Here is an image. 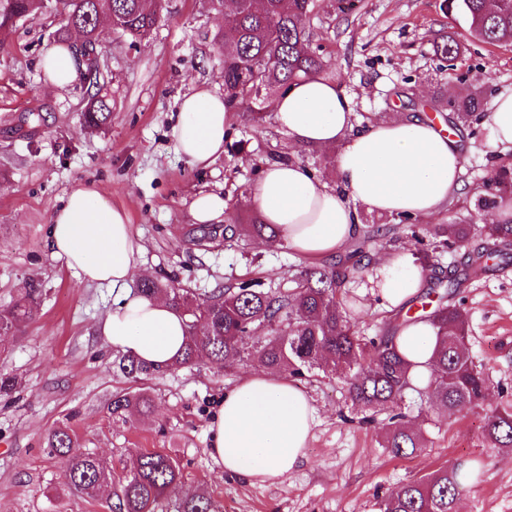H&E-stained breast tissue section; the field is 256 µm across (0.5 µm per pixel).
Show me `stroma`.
Returning <instances> with one entry per match:
<instances>
[{"instance_id": "35a3bbf8", "label": "stroma", "mask_w": 512, "mask_h": 512, "mask_svg": "<svg viewBox=\"0 0 512 512\" xmlns=\"http://www.w3.org/2000/svg\"><path fill=\"white\" fill-rule=\"evenodd\" d=\"M356 2L343 14L336 0H316L310 26L311 48L352 95L358 122L404 113L448 125L454 93L480 86L490 105L499 90L512 87V45L471 39L465 20L445 11L443 0ZM221 25L208 0H163L153 33L138 42L103 25L101 85L112 114L99 129L84 123L82 82L61 89L44 83L42 52L60 27L54 11L0 36V307L30 281L43 289L38 314L0 354V375L22 382L12 396L0 397V512H112L106 497L64 486L61 461L44 446L48 431L60 424L69 427L76 451L106 459L118 474L145 451L177 458L182 483L156 512H178L183 493L193 491L209 494L221 512H378V500L399 484L460 461L479 468L458 496L463 512H512V453L483 437L488 415L512 403V245L483 258L462 250L438 254L443 269L456 276L449 302L465 315L469 354L489 390L460 416L443 415L426 396L408 393L401 410L428 445L407 458L382 448L384 415L366 423L353 410L348 376L317 371L299 382L316 409L305 461L279 483L254 485L217 469L208 432L217 399L252 362L230 370L202 363L140 382L114 369L115 353L96 333L99 318L112 308L111 289L80 280L46 244L49 216L72 189L88 184L107 194L127 212L153 277L174 278L204 298L243 280L275 287L310 263L285 247L202 239L190 210L198 193L223 194L230 224L251 211L252 188L267 161L288 155L329 183L337 181L324 151L292 145L270 114L259 129L236 120L230 145L209 166H191L176 154L172 129L183 95L201 85L224 92V55L214 42ZM447 36L460 44L452 67L434 45ZM460 133L463 189L423 221L428 244L435 225L467 224L476 231L488 224L490 210L478 206L483 184L499 166H512V152L495 147L488 121ZM360 219L387 230L370 256L417 250L396 217L364 211ZM479 263L484 272L472 274ZM373 276L366 270L342 290L355 301L349 314L363 336L383 333L395 317L374 299ZM141 388L153 399L149 417L122 420L104 411L113 395Z\"/></svg>"}]
</instances>
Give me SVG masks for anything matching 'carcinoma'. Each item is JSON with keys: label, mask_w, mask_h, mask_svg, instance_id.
<instances>
[{"label": "carcinoma", "mask_w": 512, "mask_h": 512, "mask_svg": "<svg viewBox=\"0 0 512 512\" xmlns=\"http://www.w3.org/2000/svg\"><path fill=\"white\" fill-rule=\"evenodd\" d=\"M213 10L223 15L217 34L224 43V103L228 112L245 105L246 116L255 126L264 122L270 98L296 81L318 74H332L328 62L309 47L311 33L306 22L314 0H264L257 7L252 0H209ZM161 0H68L58 36L64 38L75 22L85 25L91 50H96L97 35L91 21L97 15L112 16V28L134 40L148 36L155 28ZM45 9L43 0H0V30ZM448 9L465 15L468 32L491 44H512V0H448ZM81 79L88 95L85 121L100 127L110 116L111 107L101 94L100 61L84 63ZM453 124L469 126L484 116L480 93L474 92L452 105ZM512 193V169L505 166L492 176L482 197L485 209L498 205V199ZM246 224L224 225V240L261 238L273 233L270 224L250 212ZM372 227L355 239L346 260L329 268L310 270L291 279L285 291H272L243 281L218 289L213 296L200 299L172 281L147 279L139 292L162 294L185 316L188 341L181 355L165 369L154 368L137 358L122 354L115 360L128 377H146L190 367L200 362L233 367L252 359L268 369L301 379L309 372H339L354 367L359 373L351 380L353 405L373 412L398 405L406 393H424L448 416L461 414L478 405L487 392L483 374L468 355V325L456 306L448 303L453 281L439 279L427 297L433 304L411 322L429 321L437 329L438 349L431 379L424 386L414 383L408 363L399 355L393 336L363 337L347 320L340 301L345 282L363 270L361 260L367 243L380 236ZM464 224H440L434 238L443 249L460 248L469 240ZM485 238L493 246L512 243V224H488ZM41 299V288L32 283L9 306L0 310V339L19 338L32 319ZM108 414L126 418L151 412L152 399L144 391L114 395L105 405ZM484 436L496 448H512V410L503 408L486 419ZM423 432L397 413L389 418L382 447L395 457H407L426 447ZM45 447L63 461L64 485L73 493L96 497L113 486V512H155L160 500L181 484L177 460L161 450L140 454L119 478L112 466L93 453H75L73 440L65 426L50 430ZM458 468L444 465L418 480L402 484L378 503L379 512H454L459 495ZM219 507L205 493H188L179 512H218Z\"/></svg>", "instance_id": "cac0c4a2"}]
</instances>
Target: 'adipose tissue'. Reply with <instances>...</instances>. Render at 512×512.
<instances>
[{"instance_id":"ef3b65f1","label":"adipose tissue","mask_w":512,"mask_h":512,"mask_svg":"<svg viewBox=\"0 0 512 512\" xmlns=\"http://www.w3.org/2000/svg\"><path fill=\"white\" fill-rule=\"evenodd\" d=\"M48 87L80 74L69 45L44 49ZM278 127L295 145L335 151L337 186L316 178L297 160L266 163L252 204L273 225L274 245L315 260L344 251L361 233L359 212L424 218L459 196L464 156L448 128L416 115L359 125L339 79L314 75L295 82L273 103ZM229 114L222 96L206 87L185 95L173 128L177 154L208 166L224 152ZM51 254L83 281L112 288V309L97 324L104 342L152 366L164 367L187 337L185 317L161 296L133 293L141 265L125 211L97 189L81 186L50 216ZM376 294L387 310L417 295L425 273L411 253L384 256L374 268ZM412 374H430L436 330L416 322L394 339ZM316 414L308 394L286 374L257 369L219 398L209 425L210 455L220 471L253 484L278 482L306 456Z\"/></svg>"}]
</instances>
